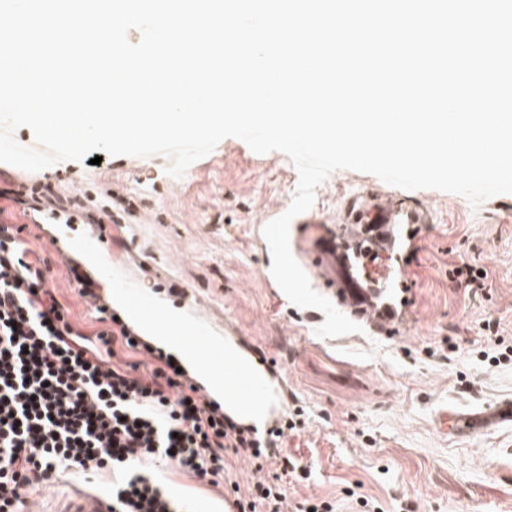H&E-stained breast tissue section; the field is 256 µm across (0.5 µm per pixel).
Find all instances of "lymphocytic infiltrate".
<instances>
[{"instance_id": "1", "label": "lymphocytic infiltrate", "mask_w": 512, "mask_h": 512, "mask_svg": "<svg viewBox=\"0 0 512 512\" xmlns=\"http://www.w3.org/2000/svg\"><path fill=\"white\" fill-rule=\"evenodd\" d=\"M20 232L0 222V512H20L34 484L62 473L109 479L112 512H194L170 491L169 467L219 480L227 454L269 459L282 429L263 439L225 416L80 275L77 293L104 327L73 324ZM230 490L238 512H283L280 487L265 480Z\"/></svg>"}]
</instances>
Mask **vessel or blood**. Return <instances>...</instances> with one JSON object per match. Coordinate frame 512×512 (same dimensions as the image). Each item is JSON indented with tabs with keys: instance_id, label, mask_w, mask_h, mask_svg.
Listing matches in <instances>:
<instances>
[{
	"instance_id": "b4317fda",
	"label": "vessel or blood",
	"mask_w": 512,
	"mask_h": 512,
	"mask_svg": "<svg viewBox=\"0 0 512 512\" xmlns=\"http://www.w3.org/2000/svg\"><path fill=\"white\" fill-rule=\"evenodd\" d=\"M347 221L350 234L357 240L353 253L336 249L335 234H321L312 241L317 259L314 265L322 287L336 290L342 301L366 315L375 327L391 333L399 330L408 318L407 310L394 304L381 302L384 291L407 290L406 255L421 228L432 221L431 212L411 200L409 191L399 190L391 194L370 193L349 207ZM384 257L390 259L381 284L367 279L364 271L369 261ZM131 309L144 322L162 326L173 344L193 343L201 354V364L209 368L220 365L230 380L240 412L253 409L265 396L264 390L243 373L232 360L214 362L209 349L210 339L203 328L174 317L161 304L139 295H131ZM512 420V403L501 402L496 407L476 412L457 413L440 410L437 418L442 433H467L478 428H491Z\"/></svg>"
}]
</instances>
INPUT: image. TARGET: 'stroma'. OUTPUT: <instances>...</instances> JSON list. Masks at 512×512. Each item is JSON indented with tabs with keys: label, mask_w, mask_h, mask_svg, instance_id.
I'll use <instances>...</instances> for the list:
<instances>
[{
	"label": "stroma",
	"mask_w": 512,
	"mask_h": 512,
	"mask_svg": "<svg viewBox=\"0 0 512 512\" xmlns=\"http://www.w3.org/2000/svg\"><path fill=\"white\" fill-rule=\"evenodd\" d=\"M168 164L106 155L97 165L64 161L31 173L0 163L1 188L74 197L84 208L59 224L14 215L22 240L51 266L73 321L98 327L74 274L108 300L119 272L178 315L198 314L210 336L232 326L244 349L283 372L293 428L263 470L231 459L241 489L279 475L290 507L318 497L335 501L336 512H360L364 499L382 512H512V422L447 436L435 421L444 407L472 413L512 400V194L474 207L457 194L414 191L435 219L421 232L405 327L391 335L366 323L322 339L315 330L324 313L293 306L268 283L263 226L290 206L298 183L290 159L229 137L182 177L170 176ZM388 189L374 175L338 170L317 187L308 214L338 224L353 197ZM86 214L103 224L83 223ZM85 244L104 267L87 264ZM462 257L489 271L486 289L474 294L450 280ZM169 479L198 512H226L224 488L176 469ZM107 494V480L63 474L34 490L28 507L57 512Z\"/></svg>",
	"instance_id": "35a3bbf8"
}]
</instances>
